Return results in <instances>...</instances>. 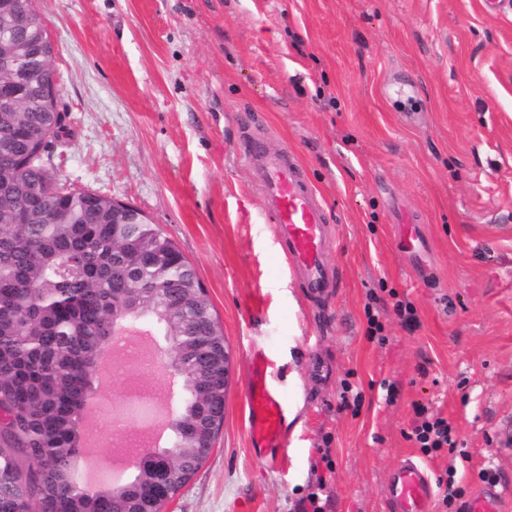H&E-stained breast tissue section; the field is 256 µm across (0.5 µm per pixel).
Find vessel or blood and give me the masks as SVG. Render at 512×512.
Instances as JSON below:
<instances>
[{"label":"vessel or blood","instance_id":"vessel-or-blood-1","mask_svg":"<svg viewBox=\"0 0 512 512\" xmlns=\"http://www.w3.org/2000/svg\"><path fill=\"white\" fill-rule=\"evenodd\" d=\"M238 153L260 187L263 215L274 224L291 271L310 299L325 298L338 282V271L329 260L335 236L323 198L306 183L293 154L270 150L264 137L244 136ZM245 408L252 447H282L289 405L268 370L266 356L259 351L249 359ZM386 494L393 512H429L430 480L414 462L390 472Z\"/></svg>","mask_w":512,"mask_h":512}]
</instances>
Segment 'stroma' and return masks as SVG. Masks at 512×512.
I'll use <instances>...</instances> for the list:
<instances>
[{"label":"stroma","instance_id":"35a3bbf8","mask_svg":"<svg viewBox=\"0 0 512 512\" xmlns=\"http://www.w3.org/2000/svg\"><path fill=\"white\" fill-rule=\"evenodd\" d=\"M54 45L68 134L50 170L140 209L195 269L231 351L214 449L164 512H391L390 471L453 473L464 501L495 485L512 512V9L483 0H34ZM288 147L330 212L339 286L310 301L234 144L246 118ZM411 302L414 329L395 300ZM383 325L369 334L366 305ZM119 352L87 416L99 477L134 474L112 417L126 388L172 377ZM265 352L293 419L275 462L245 431L248 359ZM358 393L343 406V388ZM457 445L424 455L417 406ZM490 469L495 482L482 470Z\"/></svg>","mask_w":512,"mask_h":512}]
</instances>
